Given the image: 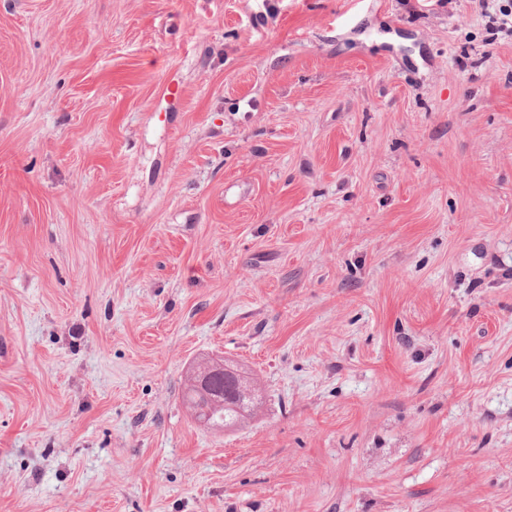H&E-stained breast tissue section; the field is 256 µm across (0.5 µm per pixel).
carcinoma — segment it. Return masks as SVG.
<instances>
[{"instance_id": "cac0c4a2", "label": "carcinoma", "mask_w": 512, "mask_h": 512, "mask_svg": "<svg viewBox=\"0 0 512 512\" xmlns=\"http://www.w3.org/2000/svg\"><path fill=\"white\" fill-rule=\"evenodd\" d=\"M209 362L224 365V373L215 375L210 386L203 389L197 384L194 370H189L183 402L195 420L213 428L243 426L259 407L254 378L222 358Z\"/></svg>"}]
</instances>
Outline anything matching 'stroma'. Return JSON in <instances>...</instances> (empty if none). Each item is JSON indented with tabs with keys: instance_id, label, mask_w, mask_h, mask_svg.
Wrapping results in <instances>:
<instances>
[{
	"instance_id": "1",
	"label": "stroma",
	"mask_w": 512,
	"mask_h": 512,
	"mask_svg": "<svg viewBox=\"0 0 512 512\" xmlns=\"http://www.w3.org/2000/svg\"><path fill=\"white\" fill-rule=\"evenodd\" d=\"M0 512H512V35L0 0ZM207 363L224 364V373L216 374L210 386L203 389L197 384L193 366L187 375L183 402L195 420L213 428L242 427L259 407L254 378L222 358H211Z\"/></svg>"
}]
</instances>
